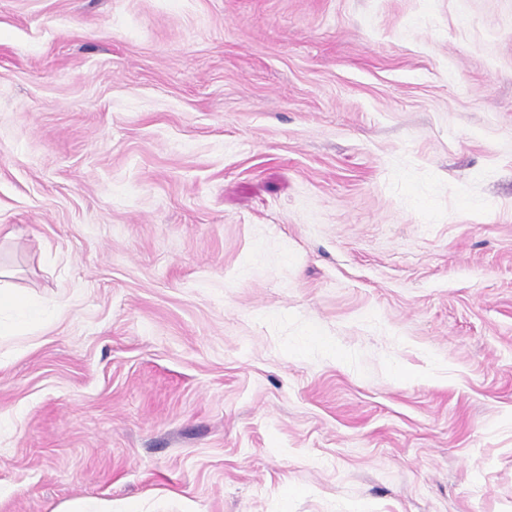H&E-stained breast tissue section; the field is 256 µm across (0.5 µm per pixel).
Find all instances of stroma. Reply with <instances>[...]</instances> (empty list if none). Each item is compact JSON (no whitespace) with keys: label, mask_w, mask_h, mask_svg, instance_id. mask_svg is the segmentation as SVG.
Masks as SVG:
<instances>
[{"label":"stroma","mask_w":512,"mask_h":512,"mask_svg":"<svg viewBox=\"0 0 512 512\" xmlns=\"http://www.w3.org/2000/svg\"><path fill=\"white\" fill-rule=\"evenodd\" d=\"M0 512H512V0H0ZM8 277H10V273L0 267V310L27 308L29 306L27 297L7 283Z\"/></svg>","instance_id":"35a3bbf8"}]
</instances>
